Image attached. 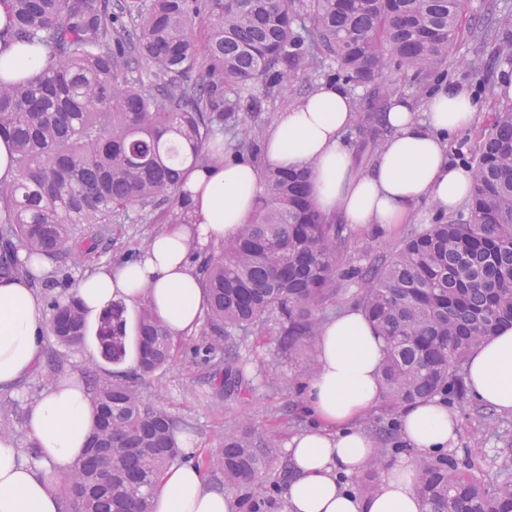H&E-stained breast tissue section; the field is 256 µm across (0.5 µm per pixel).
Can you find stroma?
Returning a JSON list of instances; mask_svg holds the SVG:
<instances>
[{
	"instance_id": "35a3bbf8",
	"label": "stroma",
	"mask_w": 512,
	"mask_h": 512,
	"mask_svg": "<svg viewBox=\"0 0 512 512\" xmlns=\"http://www.w3.org/2000/svg\"><path fill=\"white\" fill-rule=\"evenodd\" d=\"M327 73L324 67L311 70L294 83L271 91L258 84L249 86V93L260 98L262 106L245 117L246 125L253 129L254 141L252 146L242 148L243 158H251L253 149L261 148L281 111L326 83ZM504 75L512 78V62L500 54L496 43L477 44L467 33L460 37L444 78L467 86L479 102L480 110L474 123L451 139L448 150L451 164L466 167L477 152L479 130L501 100L497 88ZM130 214L132 223L113 233L110 244L94 259V266L116 267L143 254L145 243L158 231L159 225L141 218L139 209H131ZM405 230L402 224L381 232L368 225L350 228L343 252L345 263L362 265L370 254L389 251L399 243ZM97 328L96 322H88L86 339L75 348L60 346L54 338H46L44 347L55 351L58 367L40 363L36 372L15 391L0 392V405L11 409L8 417L0 416V430L8 431L19 448L29 446L25 429L28 406L41 398L55 379L64 375L82 377L90 367L101 382L134 373V352H127L125 359L118 363L102 357ZM177 345L172 362L142 378L141 390L151 404L190 423V430L179 434L183 460L201 462L211 449L218 447L225 424L242 416L256 429L278 434L285 443L314 425L315 418L306 406L310 379L300 373L307 354L302 351L291 355L280 350L275 330L246 339L241 356L246 363L249 385L231 396L218 390L213 379L214 369L224 354L212 349L210 336L200 330L179 338ZM448 407L459 422L457 440L448 452L449 457L461 464L475 461L487 482L497 481L504 464L499 455L500 436L505 431L512 433V414L491 413L487 406L469 397L449 400ZM285 491V481L273 474L260 483L232 490L231 495L242 501L243 512H286Z\"/></svg>"
}]
</instances>
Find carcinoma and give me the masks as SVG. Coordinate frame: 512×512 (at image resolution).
Here are the masks:
<instances>
[{
    "instance_id": "1",
    "label": "carcinoma",
    "mask_w": 512,
    "mask_h": 512,
    "mask_svg": "<svg viewBox=\"0 0 512 512\" xmlns=\"http://www.w3.org/2000/svg\"><path fill=\"white\" fill-rule=\"evenodd\" d=\"M10 38L47 49L49 63L23 81H0V133L16 154V177L0 182V278L31 281V258L72 267L112 241L114 225L143 212L181 207L184 176L210 161L211 145L237 134L239 112L260 108L244 89L280 86L320 59L336 77L368 87L372 111L393 90L392 63L406 77L442 73L464 33L467 0H307L311 25L296 27V0H0ZM496 36L489 19L469 27ZM201 77L190 80L194 70ZM146 78H141V75ZM468 166L469 200L457 221L414 226L395 251L359 266L342 261L347 225L316 208L307 169L263 171L253 218L205 257L208 335L224 343L227 392L245 386L242 342L274 327L290 353L316 342L325 307L353 284L354 306L384 337V411L465 395L470 353L512 325V105L494 108ZM51 335L76 347L86 323L74 294L52 305ZM103 355H126L123 311L99 330ZM137 376L173 359L163 319L141 306L135 323ZM92 441L64 484L75 512H143L182 453L189 425L144 399L133 381L93 387ZM281 462L276 435L241 419L224 430L206 465L224 487L257 483ZM383 451L361 490H376ZM112 487L96 485L101 469ZM417 492L427 512H512V478L486 486L475 465L419 461Z\"/></svg>"
}]
</instances>
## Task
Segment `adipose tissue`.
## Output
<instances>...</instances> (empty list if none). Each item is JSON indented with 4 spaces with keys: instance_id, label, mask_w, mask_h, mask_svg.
<instances>
[{
    "instance_id": "1",
    "label": "adipose tissue",
    "mask_w": 512,
    "mask_h": 512,
    "mask_svg": "<svg viewBox=\"0 0 512 512\" xmlns=\"http://www.w3.org/2000/svg\"><path fill=\"white\" fill-rule=\"evenodd\" d=\"M47 63L43 47L0 43V80L33 76ZM355 108L343 85L323 84L280 112L263 142L266 163L308 169L316 207L344 224H402L421 200L444 214L467 200L470 174L448 161L450 138L469 127L479 111L466 86L441 84L428 96L421 120L407 105L392 104L381 116L388 135L363 174L345 141ZM184 190L187 223L153 235L140 259L103 266L79 279L75 293L85 317H99L122 301L154 307L172 338L198 328L205 294L188 264L189 250L234 236L252 218L262 192L261 169L248 160L216 157L187 172ZM46 333L35 288L23 278H0V391L15 389L34 371ZM384 350L359 310L344 309L323 325L308 392L318 424L288 444V512H425L410 459L392 466L378 489L366 495L339 482L340 475L359 473L375 456L374 440L357 421L381 401ZM468 387L479 403L512 413V326L472 351ZM92 419L84 384L65 377L27 412L29 451L17 448L11 436H0V512H61L55 488L86 453ZM401 431L421 457H431L454 443L457 418L432 399L402 412ZM237 507V500L209 485L193 462L170 467L149 501L150 512H236Z\"/></svg>"
}]
</instances>
